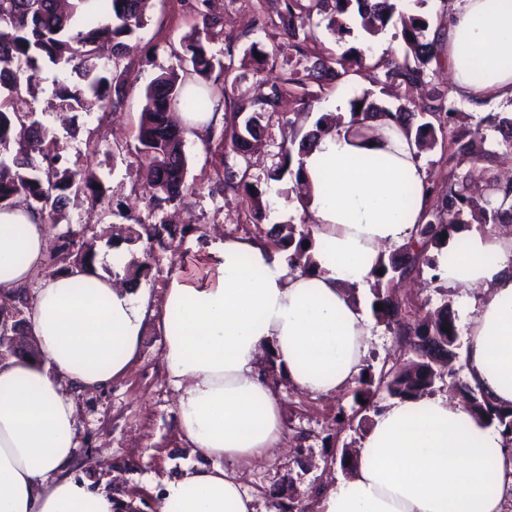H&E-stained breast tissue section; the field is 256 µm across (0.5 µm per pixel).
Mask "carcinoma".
Here are the masks:
<instances>
[{"instance_id": "cac0c4a2", "label": "carcinoma", "mask_w": 512, "mask_h": 512, "mask_svg": "<svg viewBox=\"0 0 512 512\" xmlns=\"http://www.w3.org/2000/svg\"><path fill=\"white\" fill-rule=\"evenodd\" d=\"M335 3L336 16L329 26L342 35L347 25L342 16L352 0H287L286 16L282 28L287 39L296 48L297 59L286 61L291 67L286 81L306 88L309 81L331 79L342 81L351 73L369 68L367 56L362 50H353L338 57L325 58L307 50L305 43L315 39L313 17L326 12L329 2ZM149 0H69L68 8L58 7V0H0V208L22 204L40 221L56 224L57 211L70 198L83 196L104 203L103 189H96L98 177L89 170L72 169L61 163L53 153L51 142L40 122L26 114L11 109L13 92L21 81H26L28 92L37 95L40 84L38 72L45 61L62 73L74 74L77 83L59 81L55 95L62 107L72 112H89L97 109L107 114L128 92L127 81L118 80L113 70L118 68L132 46L129 39L142 28ZM360 25L364 32L375 36L388 25H401L406 45L404 57L395 56L382 64L387 83L414 85L427 77V65L438 60L440 36L425 40L428 21L422 17L405 16L396 11L395 0H357ZM200 21L191 34L184 38L181 62L186 65L183 73L174 70L154 79L146 88L145 104L141 113L136 136L137 150L141 154L142 178L152 189L149 203L156 207L184 203L193 187L187 182V158L184 153L186 130L172 120V112L180 108L185 112H207L215 99H221L232 109L231 122L224 128V147L240 153L241 135L255 137L250 123L261 124L265 117L276 112L280 86H271V92L250 102L251 114L243 124L236 123L241 113L233 89L228 87L234 58L224 63L209 52L208 43L216 21L206 13H199ZM107 42L112 50V67L99 68V46ZM253 71L260 75L266 67L276 65L272 51L252 45L250 50ZM224 72V83L213 77L215 70ZM436 117L446 116L452 122L458 109L452 101L429 106ZM416 113L402 108L391 112L378 106L364 95L350 100L347 132L362 137V130L371 121L392 122L406 136L412 135V120ZM495 127L501 132V145L512 148V115L495 116ZM36 141L44 145L42 159L37 161L25 149L24 142ZM247 173L224 171V185L242 191L250 202L253 218L261 224L269 218L270 204L263 201L264 192L251 189L246 181ZM488 193L472 196L466 182L458 188H449L441 204L426 213L417 225L415 238L399 247L402 258L393 255L381 259L374 275L373 312L396 335L408 339L416 359L383 375L380 380L373 376H360L359 387L353 394L354 403L371 402L375 393L382 389L388 396L406 399L420 396L430 390L436 381L448 378L458 386L462 404L476 419L488 426H496L501 435L512 441V408L492 403L482 392L468 383L457 384L455 362L457 326L448 306L425 315L412 324L401 315V309L392 297L382 292V287L394 279L413 272L425 264L437 269L435 260L428 257V249L448 246L453 235L467 228L469 222L480 225L512 223V189L498 188L497 181L487 182ZM85 229L72 228L59 236V244L49 254L51 274L67 272L72 267L93 269L94 254L83 250ZM172 233L167 225L138 224L128 228L124 241L131 247H142L144 260H133L125 268L128 280L137 282L145 276L155 248L170 247ZM308 247H303V243ZM273 246L288 253V264L307 271L313 268L309 246L313 245L311 230L302 226L296 230L288 226V233L272 236ZM18 306L10 312H0V334H10L11 326L26 322L28 302L17 294ZM383 305L378 309L377 305ZM435 338L434 348L426 349L423 336Z\"/></svg>"}]
</instances>
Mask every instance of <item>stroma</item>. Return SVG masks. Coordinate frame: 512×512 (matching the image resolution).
<instances>
[{
	"label": "stroma",
	"instance_id": "stroma-1",
	"mask_svg": "<svg viewBox=\"0 0 512 512\" xmlns=\"http://www.w3.org/2000/svg\"><path fill=\"white\" fill-rule=\"evenodd\" d=\"M197 5L198 0H150L145 24L132 38L133 48L121 63L129 92L107 120H100L95 111L79 113V130L69 134L53 96V81L59 72L47 62L39 74L41 90L37 96H30L23 88L14 94L15 111L33 113L55 141L63 163L73 169H92L112 199V209L106 213L91 210L85 203L67 208L65 221L48 228L49 245H56L58 235L69 223L79 221L84 222L86 237L94 242L99 255L111 252L115 230L136 224L165 222L175 228L196 224L205 234L217 228L225 236L266 241L271 225L309 221L306 204L292 195L296 185L293 169L281 167L289 131L305 136L322 116L335 115L340 93L349 99L369 95L371 101L393 112L409 107L416 113L415 124L421 125L430 120L423 106L451 88L448 67L443 63L431 66L426 85L414 89L382 85L383 74L374 68L348 82L314 86L318 99L307 107L301 104L295 85L285 83V71L274 68L266 77L283 82V94L277 112L254 140L248 156L226 150L220 140L207 144L197 135H186L187 180L194 183L196 193L180 209H154L148 204L150 189L139 174L142 157L136 149L143 94L158 75L179 67L173 50L197 23ZM209 8L219 20L209 50L221 60L234 56V74L242 98L251 100L263 88L251 65L242 62L249 46L256 42L268 49L279 44L284 55L292 53L281 32L285 0H209ZM346 18L351 32L344 36L319 26L316 54L338 56L357 48L374 61L403 56L404 44L394 29L372 37L361 29L356 8H349ZM456 106L459 116L451 126L453 134L482 142L488 158L455 167L448 160L444 144L422 152L419 161L431 188L429 203L433 206L447 194L450 173L462 177L484 169L504 176L512 174V149L500 146L501 136L491 121L494 114L512 113V102H487L476 108L460 97ZM242 166L247 169L248 181L263 189L266 199L273 203L268 223H255L244 194L222 183L225 168ZM275 172L280 175L276 181L271 178ZM392 295L407 320H416L446 304L455 315L458 331L466 329L465 290L448 288L435 279L431 269L412 274L393 289ZM163 350V336L147 329L138 359L122 378L93 393H73L78 446L69 473L125 502V512H156L164 480L208 462L182 437L177 393L167 378ZM410 357V351L384 323L372 321L365 362L373 375L401 365ZM270 385L282 407L283 436L277 449L242 467V488L253 497L256 512H272L274 505L287 500L294 502L297 512H317L316 494L321 486L346 477L339 461L342 448L361 449L376 414L374 410L355 411L348 390L333 397L313 396L293 389L282 374Z\"/></svg>",
	"mask_w": 512,
	"mask_h": 512
}]
</instances>
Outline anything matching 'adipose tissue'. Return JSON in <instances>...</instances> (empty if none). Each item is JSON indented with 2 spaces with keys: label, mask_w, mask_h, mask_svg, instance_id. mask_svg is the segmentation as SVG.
Wrapping results in <instances>:
<instances>
[{
  "label": "adipose tissue",
  "mask_w": 512,
  "mask_h": 512,
  "mask_svg": "<svg viewBox=\"0 0 512 512\" xmlns=\"http://www.w3.org/2000/svg\"><path fill=\"white\" fill-rule=\"evenodd\" d=\"M458 96L512 100V0H455L443 37ZM314 267L290 268L268 245L206 237L169 274L161 303L103 269L42 275L47 226L0 208V295L36 282L25 317L39 358L0 359V512H119L111 495L68 476L78 419L69 385L95 392L122 378L147 326L165 341L183 437L206 465L166 483L157 512H255L244 463L282 438L280 403L260 376L265 353L298 390L336 395L360 372L371 334L353 292L381 254L408 242L428 206L425 171L403 135L372 146L345 130L303 156ZM438 275L483 289L466 311L467 376L512 406V233L472 231ZM512 444L447 395L393 401L350 476L324 486L319 512H502Z\"/></svg>",
  "instance_id": "1"
}]
</instances>
